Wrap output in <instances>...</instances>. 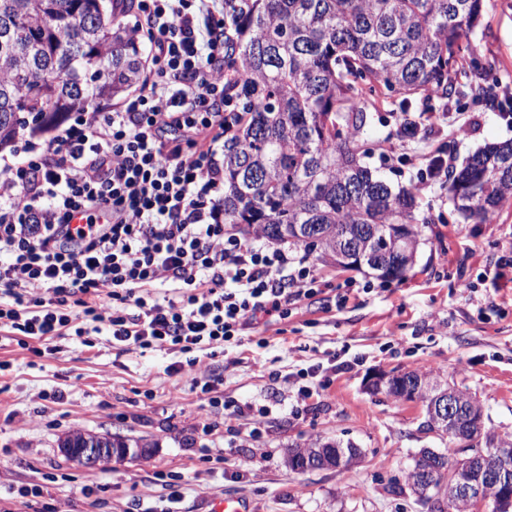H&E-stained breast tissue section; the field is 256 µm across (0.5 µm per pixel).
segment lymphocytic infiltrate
Here are the masks:
<instances>
[{
	"label": "lymphocytic infiltrate",
	"mask_w": 512,
	"mask_h": 512,
	"mask_svg": "<svg viewBox=\"0 0 512 512\" xmlns=\"http://www.w3.org/2000/svg\"><path fill=\"white\" fill-rule=\"evenodd\" d=\"M140 9L155 79L0 155V335L40 357L91 332L175 350L214 405L195 351L286 319L317 279L307 256L224 222L223 0Z\"/></svg>",
	"instance_id": "1"
}]
</instances>
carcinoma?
I'll list each match as a JSON object with an SVG mask.
<instances>
[{
    "label": "carcinoma",
    "instance_id": "1",
    "mask_svg": "<svg viewBox=\"0 0 512 512\" xmlns=\"http://www.w3.org/2000/svg\"><path fill=\"white\" fill-rule=\"evenodd\" d=\"M485 0H224V223L245 224L275 243L300 246L343 270L366 268L384 282L402 280L404 265L382 274L342 258L380 245L417 253V188L394 185L366 162L363 134L371 113L400 99L409 113L438 112L452 99L484 94L494 66L469 41ZM130 16L134 0H0V150L27 128L45 132L66 115L124 97L144 70L132 25L91 19L99 11ZM455 213L487 224L512 200V142L490 144L460 170L448 171ZM316 224L310 242L296 233ZM424 412L434 377L407 373ZM485 455L499 459L512 439L473 428ZM350 460L357 447L316 439L288 451ZM474 471L468 458H446L423 501L429 512H468L458 499L431 500L448 474Z\"/></svg>",
    "mask_w": 512,
    "mask_h": 512
}]
</instances>
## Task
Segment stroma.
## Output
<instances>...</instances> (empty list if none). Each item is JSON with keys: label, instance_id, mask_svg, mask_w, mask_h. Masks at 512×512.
<instances>
[{"label": "stroma", "instance_id": "obj_1", "mask_svg": "<svg viewBox=\"0 0 512 512\" xmlns=\"http://www.w3.org/2000/svg\"><path fill=\"white\" fill-rule=\"evenodd\" d=\"M512 84V0H487L470 34ZM447 123L408 143L391 113H375L368 163L391 182L412 184L435 150L462 167L478 150L512 140L503 118L512 98L449 101ZM419 198L435 221L421 225L416 262L402 281L385 282L313 261L325 300H302L288 319L260 328L223 353L198 352L221 406L190 387L171 366L181 354L124 351L97 336L61 342L36 357L16 342L0 343V487L39 484L85 512L82 488L100 487L97 512L162 507L168 495L155 475L182 474L184 512H204L210 497H239L249 512H428L406 476L423 448L461 456L455 443L427 434L421 403L365 386L381 371L442 375L482 404L486 425L512 437V269L493 283L498 259L512 244V202L489 224L464 223L446 186L428 183ZM478 288H459L460 279ZM305 372L310 395L298 398L286 379ZM268 408L258 438L248 415ZM209 434H202L203 426ZM81 431L116 434L147 445L145 455L88 469L66 458L60 438ZM354 442L358 463L298 473L286 457L311 439Z\"/></svg>", "mask_w": 512, "mask_h": 512}]
</instances>
